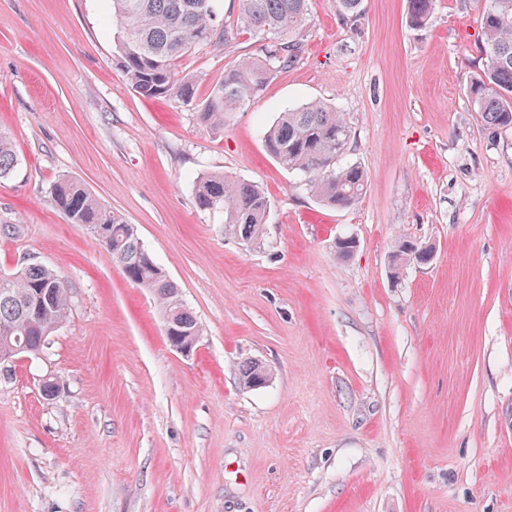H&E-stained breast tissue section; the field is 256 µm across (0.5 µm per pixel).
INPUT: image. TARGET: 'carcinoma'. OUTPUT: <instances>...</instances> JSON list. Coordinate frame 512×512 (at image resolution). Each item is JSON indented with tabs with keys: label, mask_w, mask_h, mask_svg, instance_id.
<instances>
[{
	"label": "carcinoma",
	"mask_w": 512,
	"mask_h": 512,
	"mask_svg": "<svg viewBox=\"0 0 512 512\" xmlns=\"http://www.w3.org/2000/svg\"><path fill=\"white\" fill-rule=\"evenodd\" d=\"M108 21L119 30V49L131 89L148 99L194 98L191 80L179 78L177 62L200 45L223 44L240 29L270 40L261 60H241L224 69L198 104L199 120L224 126V113L255 99L272 75L293 66L303 51L302 31L310 0H239L235 22L220 19L222 0H108ZM345 21L357 18L364 0H334ZM434 0H407L406 22L413 29L428 23ZM483 33L482 69L467 87V98L481 122L494 130L512 129V0H484L479 11ZM350 126L340 112L308 102L282 112L266 130L267 153L286 169L303 176L304 185L325 206L355 205L366 185L364 169L355 163L336 166L350 140ZM17 156L10 139L0 134V179L11 174ZM56 207L72 224L85 226L96 245L106 250L126 279L155 297L166 336H201L196 316L184 304L178 285L153 260L137 229L104 207L71 177L53 187ZM196 206L224 218V233L248 245L258 244L270 211L262 188L220 172L194 180ZM433 253L400 240L393 265L426 264ZM68 287L53 269L29 264L0 274V346L10 341L35 354L44 336L67 320ZM271 372L259 360L245 359L238 380L245 389H259Z\"/></svg>",
	"instance_id": "obj_1"
}]
</instances>
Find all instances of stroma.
Listing matches in <instances>:
<instances>
[{
    "label": "stroma",
    "instance_id": "35a3bbf8",
    "mask_svg": "<svg viewBox=\"0 0 512 512\" xmlns=\"http://www.w3.org/2000/svg\"><path fill=\"white\" fill-rule=\"evenodd\" d=\"M106 0H0V274L55 269L70 314L41 357L0 377V512H512V129L466 96L477 7L365 0L357 20L310 0L300 60L214 128L197 101L259 58L241 32L178 64L195 100L129 86ZM342 112L345 162L367 186L322 206L267 153L279 113ZM256 184L260 244L194 202L201 172ZM80 181L134 224L203 328L169 345L158 305L129 283L52 189ZM354 237L350 257L335 242ZM435 248L392 273L397 239ZM262 361L246 390L240 361ZM60 385L45 399V375ZM434 0H407L406 22L413 29L426 26L434 6ZM271 372L259 360L245 359L240 362L238 368V380L245 389H259L269 382Z\"/></svg>",
    "mask_w": 512,
    "mask_h": 512
}]
</instances>
